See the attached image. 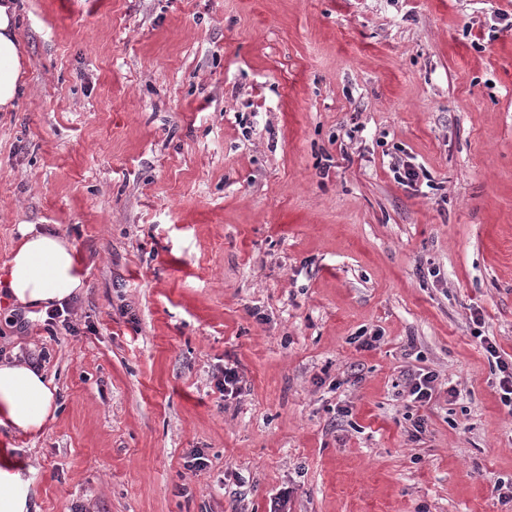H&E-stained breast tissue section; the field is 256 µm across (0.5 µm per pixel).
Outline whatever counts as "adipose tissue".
Wrapping results in <instances>:
<instances>
[{"label":"adipose tissue","mask_w":512,"mask_h":512,"mask_svg":"<svg viewBox=\"0 0 512 512\" xmlns=\"http://www.w3.org/2000/svg\"><path fill=\"white\" fill-rule=\"evenodd\" d=\"M30 60L17 32L16 0H0V112H12L24 86ZM0 290L20 309L61 306L85 286L74 246L63 236L22 225ZM56 387L35 365L0 363V428L36 434L54 411ZM0 512H29L22 472L0 448Z\"/></svg>","instance_id":"obj_1"}]
</instances>
